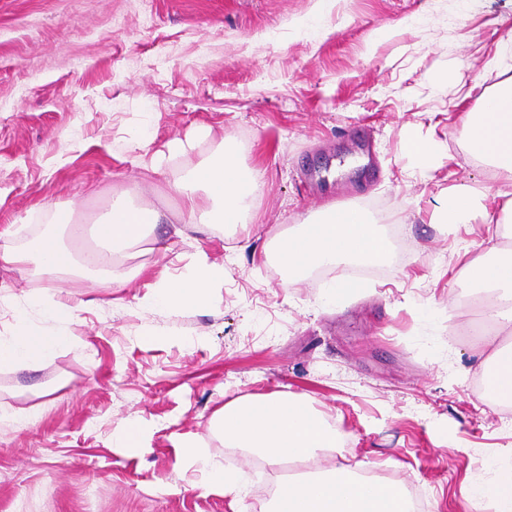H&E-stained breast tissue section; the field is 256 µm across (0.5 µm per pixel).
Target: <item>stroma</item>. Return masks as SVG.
<instances>
[{
	"label": "stroma",
	"mask_w": 512,
	"mask_h": 512,
	"mask_svg": "<svg viewBox=\"0 0 512 512\" xmlns=\"http://www.w3.org/2000/svg\"><path fill=\"white\" fill-rule=\"evenodd\" d=\"M511 34L512 0H0L1 241L65 234L138 185L179 212L171 184L225 138L261 181L251 235L192 231L165 257L142 243L122 284L79 265L0 269V334L30 294L81 303L69 345L0 371V512H270L280 467L225 447L212 423L274 392L312 400L339 435L336 464L364 460L427 512H464L461 486L512 464V411L483 396L474 339L457 333L474 318L457 277L494 242L436 223L435 206L471 186L504 218V181L467 151L463 121L512 78ZM410 133L436 149L427 174ZM176 138L191 148L152 172ZM327 204L360 208L389 241L363 292L334 301L338 268L287 288L267 255ZM201 249L226 268L207 303L148 304L160 272ZM130 420L145 430L133 452L112 444ZM188 439L242 472L243 494L207 487Z\"/></svg>",
	"instance_id": "obj_1"
}]
</instances>
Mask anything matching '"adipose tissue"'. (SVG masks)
Returning <instances> with one entry per match:
<instances>
[{
    "instance_id": "1",
    "label": "adipose tissue",
    "mask_w": 512,
    "mask_h": 512,
    "mask_svg": "<svg viewBox=\"0 0 512 512\" xmlns=\"http://www.w3.org/2000/svg\"><path fill=\"white\" fill-rule=\"evenodd\" d=\"M464 140L470 154L501 170L507 181H512L511 78L483 97L477 111L467 114ZM237 155L234 143L222 142L214 157L174 184L187 220H178L148 202L136 206L117 203L92 227L73 225L74 239H83L89 232L98 243L96 249L87 252L86 266L117 278V255L143 240L156 239V230L162 224L170 225L176 237L184 236L198 222L212 227L230 224L247 228V200L258 191L260 183L255 176L240 173ZM486 201L481 191L460 189L440 202L438 221L450 225L472 223L476 217L487 216ZM275 245L291 287L301 284V274L308 269L330 267L342 260L377 263L386 258L388 251L380 226L361 210L338 211L331 207L325 209L323 220L297 224L277 235ZM32 262L40 264L44 272L56 274L71 269L75 255L52 232L40 235L31 251L0 245V266L19 269ZM223 280V265L201 251L180 278H158L150 303L158 308L200 305ZM462 285L483 289L490 298L486 315L494 321L497 332L512 334L511 250L494 249L470 261ZM32 308L42 311L44 326H31L28 311ZM69 311L65 301L29 297L25 306L15 311L14 330L0 336V369L48 360L68 345L71 337L64 323ZM482 374L486 395L498 405L511 408L512 349L500 348L485 359ZM213 427L227 447L245 448L270 463L288 461L300 468L296 479L279 486L272 512H409L402 483L364 476V461L339 466L324 457V450L336 445V431L307 399L285 393L234 399L217 411ZM461 496L466 512H479L486 499L493 502L495 512H512V466L498 468L488 484L464 486Z\"/></svg>"
}]
</instances>
